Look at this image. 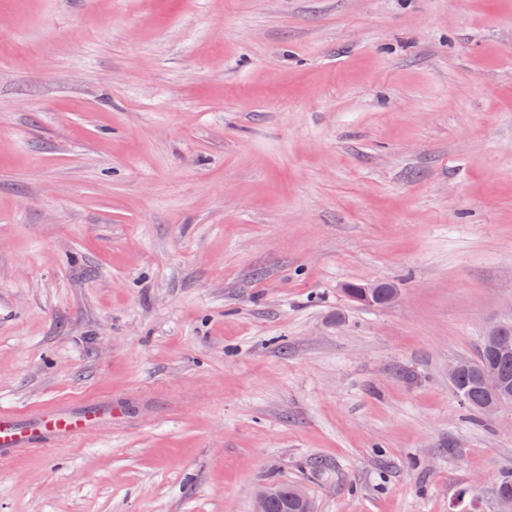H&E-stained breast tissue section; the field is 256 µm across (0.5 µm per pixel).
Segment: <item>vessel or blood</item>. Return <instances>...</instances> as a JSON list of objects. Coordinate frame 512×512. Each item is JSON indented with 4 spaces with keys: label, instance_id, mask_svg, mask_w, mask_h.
<instances>
[{
    "label": "vessel or blood",
    "instance_id": "vessel-or-blood-1",
    "mask_svg": "<svg viewBox=\"0 0 512 512\" xmlns=\"http://www.w3.org/2000/svg\"><path fill=\"white\" fill-rule=\"evenodd\" d=\"M111 415L108 399L62 401L23 412L0 411V460L79 438Z\"/></svg>",
    "mask_w": 512,
    "mask_h": 512
}]
</instances>
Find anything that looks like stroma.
<instances>
[{"instance_id":"stroma-1","label":"stroma","mask_w":512,"mask_h":512,"mask_svg":"<svg viewBox=\"0 0 512 512\" xmlns=\"http://www.w3.org/2000/svg\"><path fill=\"white\" fill-rule=\"evenodd\" d=\"M511 305L512 0H0V512H496ZM506 329L507 351L502 350L499 346L486 348L484 346L483 337L478 359L476 361H472L475 367L474 371L467 373L472 369V365L470 362L464 360L454 361L448 366V381H453L462 374L467 373L461 376L455 384H449L454 392L457 391L461 395L464 399V404L474 412L473 416L475 417L478 415L491 417L496 415L503 408L512 406V394L510 395V403L508 405L500 402H493L491 400L496 399L499 393L488 391L481 385L482 383L485 387L495 391L502 390V377L508 382L510 388L512 387V324L511 326L508 325ZM492 368H494L499 374ZM479 370V379L481 383L478 379ZM487 402L489 403L485 406ZM112 420V399L62 401L24 412L0 411V460L42 451L81 437ZM269 485L277 488L280 493L270 500V498L274 495V492L267 488L259 489L254 497L253 512H309L304 510L302 504L291 500L289 497L290 493L297 485L285 483H270ZM287 496L288 510L285 501V497Z\"/></svg>"}]
</instances>
